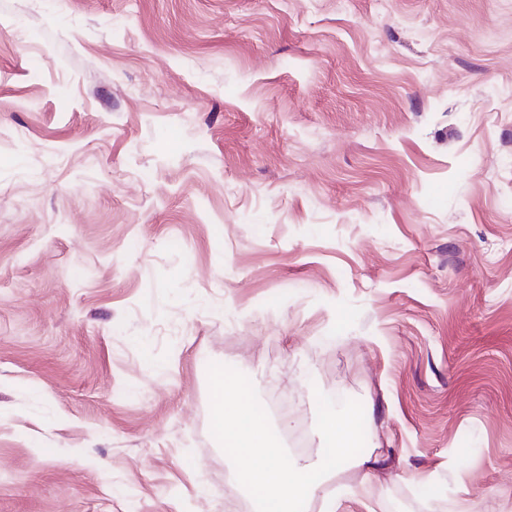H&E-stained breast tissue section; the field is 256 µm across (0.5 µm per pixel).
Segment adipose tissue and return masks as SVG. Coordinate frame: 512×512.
Segmentation results:
<instances>
[{
  "label": "adipose tissue",
  "instance_id": "obj_1",
  "mask_svg": "<svg viewBox=\"0 0 512 512\" xmlns=\"http://www.w3.org/2000/svg\"><path fill=\"white\" fill-rule=\"evenodd\" d=\"M213 430L224 443V455L236 465V474L263 512H298L303 501L318 489L317 470L298 464L286 465L264 417L256 411L242 381L230 379L223 368L210 373ZM365 416L341 421L325 416L321 425L328 455L322 467L334 468L354 461L364 478H371L378 460L358 455L354 437Z\"/></svg>",
  "mask_w": 512,
  "mask_h": 512
}]
</instances>
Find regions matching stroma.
Here are the masks:
<instances>
[{"label": "stroma", "mask_w": 512, "mask_h": 512, "mask_svg": "<svg viewBox=\"0 0 512 512\" xmlns=\"http://www.w3.org/2000/svg\"><path fill=\"white\" fill-rule=\"evenodd\" d=\"M216 364L512 512V0H0V512H232Z\"/></svg>", "instance_id": "stroma-1"}]
</instances>
